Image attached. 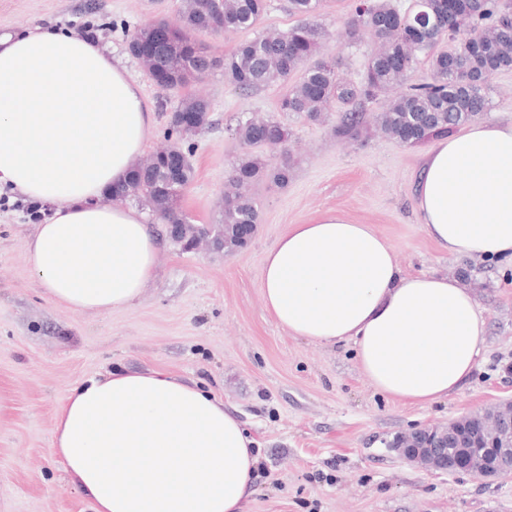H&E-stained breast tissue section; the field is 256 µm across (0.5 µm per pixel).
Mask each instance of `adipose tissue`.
<instances>
[{
  "instance_id": "1",
  "label": "adipose tissue",
  "mask_w": 512,
  "mask_h": 512,
  "mask_svg": "<svg viewBox=\"0 0 512 512\" xmlns=\"http://www.w3.org/2000/svg\"><path fill=\"white\" fill-rule=\"evenodd\" d=\"M152 129L139 87L100 40L44 25L0 36V186L50 209L27 262L52 302L107 313L152 278L154 238L135 209L106 199ZM417 214L450 255L512 257V120L440 140ZM261 288L290 334L353 343L378 391L415 403L458 389L485 339L458 280L404 275L385 239L336 213L279 236ZM255 444L211 392L164 370L112 369L63 398L51 450L91 512H242Z\"/></svg>"
}]
</instances>
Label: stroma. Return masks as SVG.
Masks as SVG:
<instances>
[{
    "instance_id": "35a3bbf8",
    "label": "stroma",
    "mask_w": 512,
    "mask_h": 512,
    "mask_svg": "<svg viewBox=\"0 0 512 512\" xmlns=\"http://www.w3.org/2000/svg\"><path fill=\"white\" fill-rule=\"evenodd\" d=\"M286 0H268L257 30L198 33L216 56L256 31L294 26ZM182 0H0V33L35 24L76 30L109 44L137 83L153 117L146 153L165 142L186 95L211 105L210 125L189 137L194 174L180 201L192 223L214 224L240 142L238 121L272 117L292 132L285 185L252 187L260 222L232 253L210 245L186 251L152 211L155 274L130 307L76 314L50 301L26 258L37 221L21 197L0 192V512H89L51 453L55 411L81 381L123 367L162 368L212 391L257 441L264 470L243 512H512V477L438 474L400 458L396 436L443 425L512 397V259H460L440 250L418 222L416 195L431 143L404 147L375 125L358 140L336 138L332 123L280 112L288 87L272 83L245 95L213 70L187 89L165 90L127 44L163 18L177 24ZM353 0H323L322 53L340 71L363 75L374 48L349 42ZM326 212L369 225L394 248L406 275L434 273L469 288L486 321L478 365L466 382L433 403L380 393L352 345L325 346L280 327L261 291L263 255L294 224Z\"/></svg>"
}]
</instances>
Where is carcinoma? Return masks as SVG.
Returning a JSON list of instances; mask_svg holds the SVG:
<instances>
[{
  "mask_svg": "<svg viewBox=\"0 0 512 512\" xmlns=\"http://www.w3.org/2000/svg\"><path fill=\"white\" fill-rule=\"evenodd\" d=\"M267 8V0H183L180 52H163L154 62L165 89L182 88L220 67L228 84L250 94L274 81L286 83L298 72L300 78L281 99L279 111L319 123L338 102L345 110L334 134L356 140L366 116L355 106L390 86L404 85L406 89L372 121L399 144L415 146L445 137L487 114L492 77L512 69V7L500 0H457L451 14L448 0H423L409 14L394 10L390 0H357L346 20L347 36L353 42L368 38L379 44L361 81L341 77L336 62L318 57L320 29L315 18L320 0H288V11L299 17L297 25L258 35L222 58L194 39L199 31L252 30ZM445 37L450 49L433 51ZM423 54L429 55V78L410 84ZM179 110L197 114L200 130L210 123V103L203 97L184 98ZM233 132L244 151L224 184L221 219L215 225L224 234L228 253L248 244L244 226L260 223L248 188L267 178L281 185L288 182V162L271 170L255 149L281 148L291 136L282 122L254 117L239 121ZM189 135L170 120L167 138L173 142L139 163L127 181L133 195L165 224L186 220L177 199L158 180V154L192 155L193 147L184 146Z\"/></svg>",
  "mask_w": 512,
  "mask_h": 512,
  "instance_id": "obj_1",
  "label": "carcinoma"
}]
</instances>
